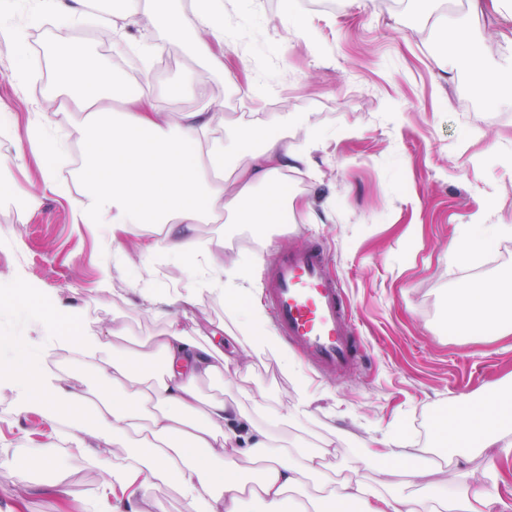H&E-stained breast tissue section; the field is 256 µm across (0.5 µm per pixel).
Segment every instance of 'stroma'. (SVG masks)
Instances as JSON below:
<instances>
[{"label": "stroma", "instance_id": "stroma-1", "mask_svg": "<svg viewBox=\"0 0 512 512\" xmlns=\"http://www.w3.org/2000/svg\"><path fill=\"white\" fill-rule=\"evenodd\" d=\"M333 2L329 10L305 8L311 32L297 35L280 21L285 0H226L230 76L202 75L231 122L227 135L253 112L299 141L305 129L316 131L314 172L289 174L283 190L329 210L330 220L307 224L294 213L256 230L203 224L198 237H223L225 253L242 260L318 239L351 301L366 359L338 379L317 376L298 360L314 400L307 419L283 427V438L304 446L344 430L378 436L404 425L420 451L433 445L434 423L460 400L478 401L490 385L512 378V335L463 341L445 324L458 284L512 265V239L469 268L448 261L460 228L479 210L488 223L512 224V171L488 151L493 145L512 152V109L474 94L468 63L456 51L448 53L447 74H439L421 20L398 0ZM64 28L34 17L26 0L0 14V98L13 105L12 125L0 127V180L20 192L43 183L42 151L17 150L14 136L27 127L33 104L54 128L72 127L80 117L49 100L53 70L34 53L19 57L9 33L54 43L63 41ZM21 68L28 73L23 84L14 77ZM245 81L253 85L249 100L234 88ZM83 152V142L71 139L56 164L69 196L44 191L35 212L0 203V339L19 359L61 327L57 300L80 306L96 331L122 321L144 341L162 330L165 317L143 302L141 289L161 296L209 277L203 268L161 252L140 256L107 230L74 223L72 201L82 191L76 157ZM106 274L107 294L100 290ZM21 279L34 295L18 294ZM184 326L193 336H215L236 365L224 380L225 397L248 394L273 419L293 401L294 377L276 358L251 353L234 309L217 295L200 292ZM74 432L75 440L99 447L90 429ZM75 440L58 436L41 416L24 411L11 386L0 385V512H100L101 467L112 455L91 461L75 451ZM41 453L65 472L63 493L42 490L49 474L33 461Z\"/></svg>", "mask_w": 512, "mask_h": 512}]
</instances>
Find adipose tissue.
Segmentation results:
<instances>
[{
  "instance_id": "adipose-tissue-1",
  "label": "adipose tissue",
  "mask_w": 512,
  "mask_h": 512,
  "mask_svg": "<svg viewBox=\"0 0 512 512\" xmlns=\"http://www.w3.org/2000/svg\"><path fill=\"white\" fill-rule=\"evenodd\" d=\"M403 2L421 14L439 70L447 68L448 48H456L478 91L512 102V80L489 68L492 53L467 24L443 15L445 0ZM120 4L113 54L135 51L148 60L163 55L164 43L134 44L125 36V27L145 18L176 37L195 32L189 51L199 67L187 70L169 93L197 97V107L169 118L160 90L122 93L108 59L94 46L47 45L42 57L58 74L56 95L84 119L75 131L50 133L35 117L25 136L49 137L57 147L72 134L82 138L85 190L73 202L74 223L107 227L113 237L135 241L147 256L163 252L224 272L218 294L233 303L262 256L226 267L223 241L201 243L197 227L228 216L238 224H277L285 211L299 208L309 223H321L310 202L282 191L286 173L309 167L313 142L293 144L286 134L252 122L242 126L232 152H225L218 134L224 119L198 76L199 68L224 67L214 52L224 43V0ZM102 8L103 0H36L32 10L77 25ZM503 236L512 238L511 224L487 223L485 212H477L449 257L461 266L472 264ZM197 295L190 286L166 297L171 311L165 327L150 338L136 368L118 345L127 336L125 323H114L102 335L85 326L77 306L59 304L66 327L55 330L50 345L77 354L98 374L106 384L99 395L77 389L68 372L0 358V382L14 381L29 411L54 425L88 420L104 445L117 449L102 470L109 512H168L158 489L170 482L191 512H241L246 501L260 504L261 512H512V494L502 493L512 487V471H502L496 460L479 476L466 467L473 455L490 448L498 458H512L511 389L494 388L478 403L460 401L440 418L437 430L448 441L449 468L413 453L411 436L396 429L365 440V454L334 481L323 470L329 446H275L240 401L202 394L201 384L223 379L229 364L212 342L189 336L181 326ZM448 324L461 340L512 334V266L455 288ZM237 325L254 354L278 350L259 302H251Z\"/></svg>"
}]
</instances>
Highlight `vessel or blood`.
I'll list each match as a JSON object with an SVG mask.
<instances>
[{
    "label": "vessel or blood",
    "instance_id": "vessel-or-blood-1",
    "mask_svg": "<svg viewBox=\"0 0 512 512\" xmlns=\"http://www.w3.org/2000/svg\"><path fill=\"white\" fill-rule=\"evenodd\" d=\"M323 248L281 249L267 259L265 297L283 339L321 373L340 375L359 362L358 335L344 292Z\"/></svg>",
    "mask_w": 512,
    "mask_h": 512
}]
</instances>
